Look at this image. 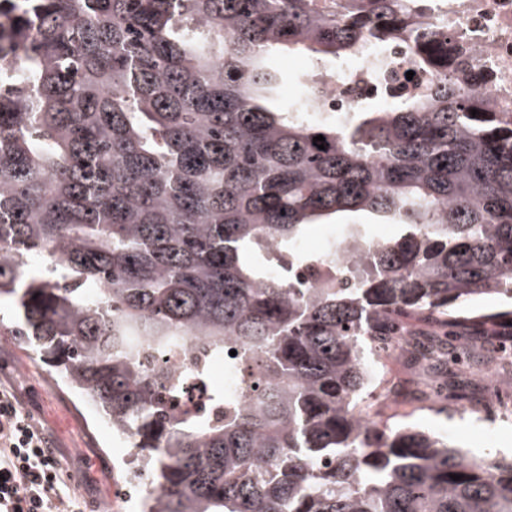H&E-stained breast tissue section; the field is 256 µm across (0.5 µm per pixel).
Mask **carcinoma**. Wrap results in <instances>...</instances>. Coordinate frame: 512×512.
I'll return each instance as SVG.
<instances>
[{
	"label": "carcinoma",
	"instance_id": "1",
	"mask_svg": "<svg viewBox=\"0 0 512 512\" xmlns=\"http://www.w3.org/2000/svg\"><path fill=\"white\" fill-rule=\"evenodd\" d=\"M10 2L0 296L17 341L134 439L143 512H512V458L357 410L368 342L446 373L453 337L512 338V114L448 77L438 26L402 24L428 2ZM397 40L437 73L423 93L333 119L304 95L270 108L272 51L325 65ZM359 211L403 233L346 224L367 262L354 282L296 285L320 263L297 252L308 225ZM487 295L500 305L461 309ZM187 336L235 376L210 387L216 415L173 404L204 365L142 362Z\"/></svg>",
	"mask_w": 512,
	"mask_h": 512
}]
</instances>
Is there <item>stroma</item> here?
<instances>
[{
  "label": "stroma",
  "instance_id": "1",
  "mask_svg": "<svg viewBox=\"0 0 512 512\" xmlns=\"http://www.w3.org/2000/svg\"><path fill=\"white\" fill-rule=\"evenodd\" d=\"M272 65L284 80L287 100L301 93L306 72L314 68L309 56L288 51L274 52ZM14 309L12 298L0 297V382L15 389L31 420L52 436L62 464L73 474L80 512H94L95 506L107 502L115 503V512H139V490L125 497L116 490L124 480L121 462L129 446L105 430L97 412L54 379L35 353L14 340L8 320ZM385 380L393 392V423L445 435L449 443L471 456L512 455V420H478L441 409L436 385L447 386L452 397L477 404L482 396L480 379L462 382L391 358L385 362Z\"/></svg>",
  "mask_w": 512,
  "mask_h": 512
}]
</instances>
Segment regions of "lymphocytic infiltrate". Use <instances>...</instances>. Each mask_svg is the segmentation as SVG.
<instances>
[{
	"instance_id": "lymphocytic-infiltrate-1",
	"label": "lymphocytic infiltrate",
	"mask_w": 512,
	"mask_h": 512,
	"mask_svg": "<svg viewBox=\"0 0 512 512\" xmlns=\"http://www.w3.org/2000/svg\"><path fill=\"white\" fill-rule=\"evenodd\" d=\"M72 481L51 436L0 386V512H76Z\"/></svg>"
}]
</instances>
